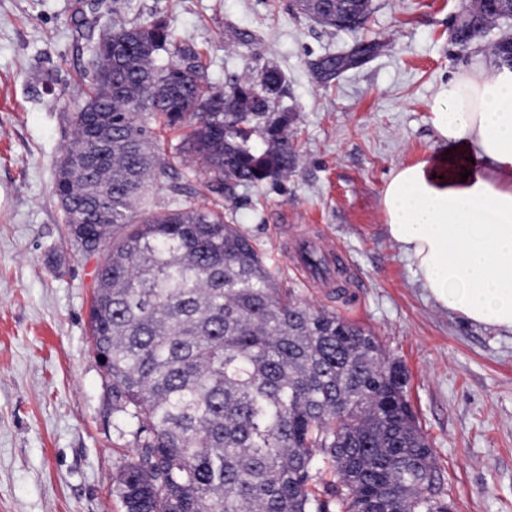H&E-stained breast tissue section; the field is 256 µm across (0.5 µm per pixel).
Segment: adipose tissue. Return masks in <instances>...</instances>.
Returning a JSON list of instances; mask_svg holds the SVG:
<instances>
[{"label": "adipose tissue", "mask_w": 512, "mask_h": 512, "mask_svg": "<svg viewBox=\"0 0 512 512\" xmlns=\"http://www.w3.org/2000/svg\"><path fill=\"white\" fill-rule=\"evenodd\" d=\"M431 122L454 150L393 172L382 197L388 235L443 308L512 333V70L482 61L455 76Z\"/></svg>", "instance_id": "ef3b65f1"}]
</instances>
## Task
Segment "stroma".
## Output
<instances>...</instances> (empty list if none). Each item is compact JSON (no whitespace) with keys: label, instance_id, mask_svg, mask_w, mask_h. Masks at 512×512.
Segmentation results:
<instances>
[{"label":"stroma","instance_id":"stroma-1","mask_svg":"<svg viewBox=\"0 0 512 512\" xmlns=\"http://www.w3.org/2000/svg\"><path fill=\"white\" fill-rule=\"evenodd\" d=\"M460 0H372L364 30L299 13L293 0H0V512H121L116 474L135 454L114 426L88 331L101 254L66 235L52 194L72 137L97 31L80 18L169 20L216 89L274 66L286 77L287 178L238 189L224 219L239 225L282 287L369 328L407 376L408 399L450 487L453 512H512V334L462 319L421 288L388 236L382 195L392 172L436 163L444 148L434 100L477 54L512 37V21L468 49L452 38ZM360 40L380 50L331 83L312 66ZM333 247L349 305L293 255Z\"/></svg>","mask_w":512,"mask_h":512}]
</instances>
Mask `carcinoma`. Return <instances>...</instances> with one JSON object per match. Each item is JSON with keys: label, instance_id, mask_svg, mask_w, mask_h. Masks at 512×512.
I'll list each match as a JSON object with an SVG mask.
<instances>
[{"label": "carcinoma", "instance_id": "carcinoma-1", "mask_svg": "<svg viewBox=\"0 0 512 512\" xmlns=\"http://www.w3.org/2000/svg\"><path fill=\"white\" fill-rule=\"evenodd\" d=\"M372 0H300L355 32ZM351 49L315 64L328 84ZM70 115L77 159L54 180L68 237L105 244L88 312L116 428L133 437L114 495L124 512H451L407 377L375 334L283 288L224 198L294 172L274 66L216 90L164 19L103 27ZM181 131L173 144L166 130ZM192 163L200 188L181 172ZM173 207L148 209L151 187ZM211 197L200 207L192 195ZM331 467L336 480L317 483Z\"/></svg>", "mask_w": 512, "mask_h": 512}]
</instances>
